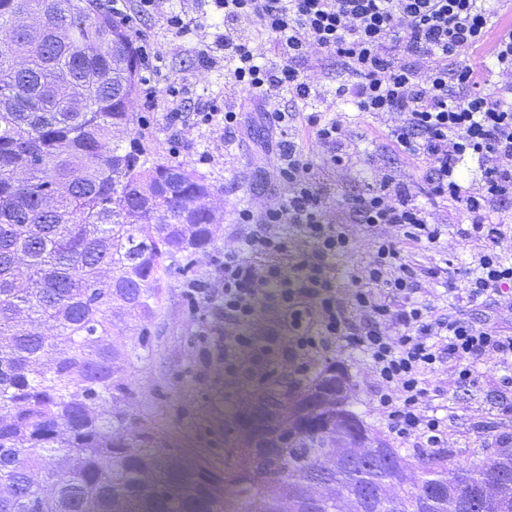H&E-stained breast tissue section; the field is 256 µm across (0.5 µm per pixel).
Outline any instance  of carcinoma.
Instances as JSON below:
<instances>
[{
    "label": "carcinoma",
    "mask_w": 512,
    "mask_h": 512,
    "mask_svg": "<svg viewBox=\"0 0 512 512\" xmlns=\"http://www.w3.org/2000/svg\"><path fill=\"white\" fill-rule=\"evenodd\" d=\"M0 512H512V448L466 467L387 445L336 458V426L280 433L336 392L327 364L248 414L227 480L158 450L123 377L149 355L115 331L155 317L163 276L216 248L224 200L129 137L139 49L93 0H0ZM315 481L320 492L303 497Z\"/></svg>",
    "instance_id": "cac0c4a2"
}]
</instances>
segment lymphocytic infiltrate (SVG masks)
Wrapping results in <instances>:
<instances>
[{
	"label": "lymphocytic infiltrate",
	"instance_id": "f902f5d3",
	"mask_svg": "<svg viewBox=\"0 0 512 512\" xmlns=\"http://www.w3.org/2000/svg\"><path fill=\"white\" fill-rule=\"evenodd\" d=\"M224 18L218 45L233 64L228 97L220 112L200 113L226 134L242 127L240 91L270 99L288 94L308 100L315 85L293 62L312 49L336 56L348 82L336 92L358 111L397 114L386 137L419 178L400 182L383 176L365 192L346 199L347 224L324 220L326 199L302 142L312 136L331 166H349L352 134L323 112L303 116L287 133V113L265 117L280 137L274 169L286 186L281 203L261 214L239 210L242 232L224 247V259L205 288L190 290L215 322L225 325L211 361L228 376L265 378L285 361L307 372L312 362L340 349L367 356L376 379L373 405L389 433L405 447L448 445V417L430 405L433 382L449 373L455 385L477 383L479 367L512 358V336L497 320L465 313L436 314L421 298V283L433 281L467 302L505 304L512 294V265L499 248L511 237L491 223L492 201L512 197V29L495 31L492 14L477 0H213ZM272 44L282 63L260 60L256 39ZM489 47L499 79L486 87L461 59L463 51ZM475 157L481 177L462 184L458 166ZM430 206L461 213V237L480 243L477 269L447 260L414 263L412 251H436L442 227ZM395 227L375 236L370 260L336 276L338 257L352 253L353 224ZM301 247L292 250L289 232ZM275 307L280 321L264 330L262 309Z\"/></svg>",
	"mask_w": 512,
	"mask_h": 512
}]
</instances>
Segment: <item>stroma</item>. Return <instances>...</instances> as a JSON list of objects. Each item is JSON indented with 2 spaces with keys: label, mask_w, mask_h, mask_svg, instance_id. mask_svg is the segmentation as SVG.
Wrapping results in <instances>:
<instances>
[{
  "label": "stroma",
  "mask_w": 512,
  "mask_h": 512,
  "mask_svg": "<svg viewBox=\"0 0 512 512\" xmlns=\"http://www.w3.org/2000/svg\"><path fill=\"white\" fill-rule=\"evenodd\" d=\"M126 5L131 17L126 28L135 46L157 54L154 70L140 68V77L150 78L158 89L172 86L179 91L174 100L156 109L137 99L132 129L155 158L187 163L205 176L224 199V237L233 239L239 233L235 217L240 208L247 206L262 213L280 203L285 188L276 182L269 165L265 146L272 135L255 104H248L245 124L229 154L224 151L222 128L196 125L191 120L193 113L224 109L228 69L223 61L209 63L202 58L205 46L224 30L222 17L211 0H161L156 12L143 16L138 14L135 0H127ZM171 11L182 13L183 30L166 26L165 16ZM298 67L320 94L309 103L286 95L278 99V108L292 114L314 108L328 110L348 126L359 151L353 165L332 170L324 167L323 150L314 139L303 143L314 163L315 176L326 191L325 218L339 224L347 219L345 198L364 192L382 175L407 181L417 172L391 149L385 137L396 114L360 112L347 98L336 95V88L346 78L340 61L316 49ZM172 110L184 113L183 126L171 127L168 113ZM433 213L436 222L443 225L435 256L458 267L472 263L478 247L459 235V215L438 207ZM149 331V356L125 377L135 395L130 412L155 429L162 449L178 448L206 459L216 469L231 468L234 458L230 450L236 441L233 415L249 407L256 381L225 376L223 370L206 364L205 352L213 338L223 335L224 328L205 326L200 312L186 298L180 276L163 281L160 307ZM329 359L341 366L350 380V410L372 433L386 435L385 422L372 408L375 380L367 359L348 349L330 354ZM504 373L499 363H488L475 385L444 384L433 399L434 405L453 414L448 446L462 464L490 454L481 445L476 422L489 423L497 433L512 437V413L504 412L500 399Z\"/></svg>",
  "instance_id": "1"
}]
</instances>
